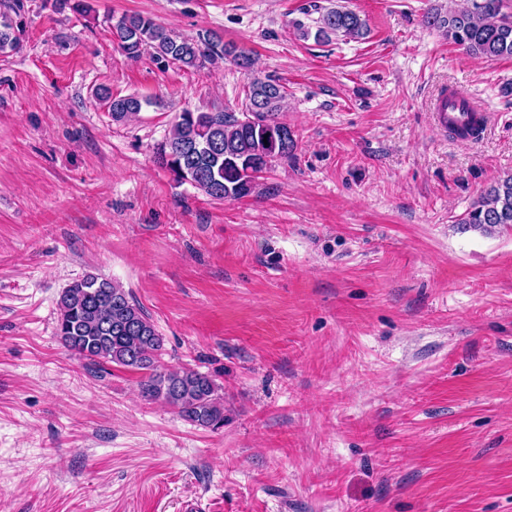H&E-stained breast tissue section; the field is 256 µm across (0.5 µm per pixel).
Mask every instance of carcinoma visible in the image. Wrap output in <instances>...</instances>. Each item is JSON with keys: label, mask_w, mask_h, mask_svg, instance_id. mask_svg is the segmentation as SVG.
Here are the masks:
<instances>
[{"label": "carcinoma", "mask_w": 512, "mask_h": 512, "mask_svg": "<svg viewBox=\"0 0 512 512\" xmlns=\"http://www.w3.org/2000/svg\"><path fill=\"white\" fill-rule=\"evenodd\" d=\"M0 12V52L15 50L23 33V0H3ZM467 52L484 57H512V0H463L448 15L426 17ZM366 22L358 14L329 8L316 21L315 38L340 34L359 39ZM112 38L131 58L151 49L159 60L179 68L201 69L230 59L248 70L251 54L226 46L215 33L196 39L180 37L152 18L126 15L112 24ZM97 96L112 119L136 115L149 101L138 96L114 97L106 87ZM286 99L284 86L271 77H254L245 90L243 117L230 112H181L157 145L160 164L179 183H188L212 200L249 195L259 174L275 160L286 158L295 144L275 146L264 137L288 125L278 118ZM464 223L473 228L512 226V174L491 186L468 212ZM56 335L90 364L115 363L148 373L141 395L176 410L184 421L217 430L224 426V394L208 374L191 368L160 365L164 340L139 303L119 283L95 274L72 282L58 302Z\"/></svg>", "instance_id": "1"}]
</instances>
